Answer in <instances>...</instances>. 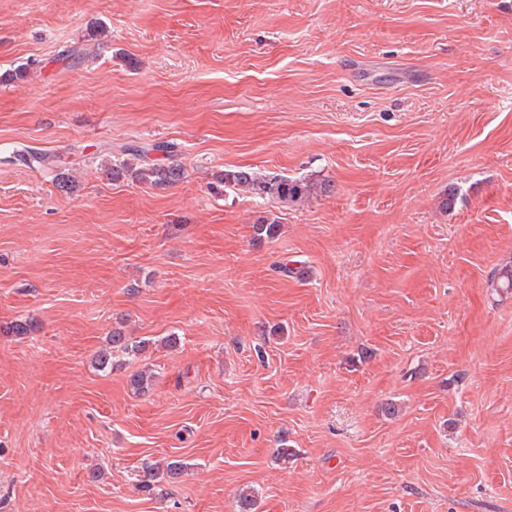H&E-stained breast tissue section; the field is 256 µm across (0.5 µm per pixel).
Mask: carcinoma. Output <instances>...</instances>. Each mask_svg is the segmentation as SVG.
Listing matches in <instances>:
<instances>
[{"mask_svg": "<svg viewBox=\"0 0 512 512\" xmlns=\"http://www.w3.org/2000/svg\"><path fill=\"white\" fill-rule=\"evenodd\" d=\"M123 151L131 155L133 161L106 169L107 174L111 175L114 181L128 176L133 181L145 185L167 187L180 182L185 177L186 169L176 159L175 145L172 143L157 142L148 148L128 146L123 148ZM215 183L235 189L243 188L256 197L273 199L286 207L309 198L317 189V185L307 179L260 175L243 168L217 174ZM278 227L277 218L262 217L253 225L254 238H273L278 232ZM110 345L111 349L105 350L97 356L99 364L109 363L114 349L135 356L147 348L146 341L140 340L132 343L130 338L119 329L112 331ZM184 470L185 465L180 461H170L165 465L151 464L146 467L140 488L149 492L161 481L179 478Z\"/></svg>", "mask_w": 512, "mask_h": 512, "instance_id": "cac0c4a2", "label": "carcinoma"}]
</instances>
